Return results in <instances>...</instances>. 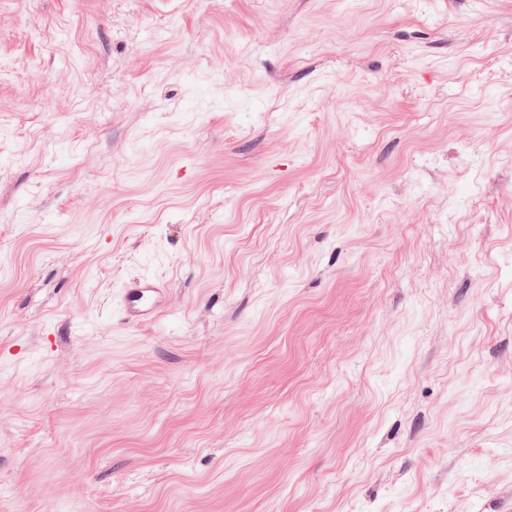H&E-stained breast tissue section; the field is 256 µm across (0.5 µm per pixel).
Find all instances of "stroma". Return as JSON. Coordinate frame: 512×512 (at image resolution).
I'll return each mask as SVG.
<instances>
[{
  "mask_svg": "<svg viewBox=\"0 0 512 512\" xmlns=\"http://www.w3.org/2000/svg\"><path fill=\"white\" fill-rule=\"evenodd\" d=\"M0 407V512H512V0H0ZM167 304V289L155 277L139 274L119 289L113 316L122 324L140 326L153 321Z\"/></svg>",
  "mask_w": 512,
  "mask_h": 512,
  "instance_id": "35a3bbf8",
  "label": "stroma"
}]
</instances>
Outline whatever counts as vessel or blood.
<instances>
[{
    "label": "vessel or blood",
    "instance_id": "obj_1",
    "mask_svg": "<svg viewBox=\"0 0 512 512\" xmlns=\"http://www.w3.org/2000/svg\"><path fill=\"white\" fill-rule=\"evenodd\" d=\"M167 304L166 288L155 277L140 274L121 286L113 314L122 324L140 326L153 321Z\"/></svg>",
    "mask_w": 512,
    "mask_h": 512
}]
</instances>
